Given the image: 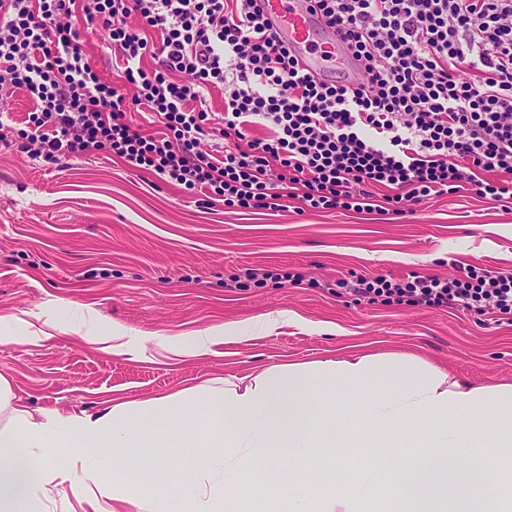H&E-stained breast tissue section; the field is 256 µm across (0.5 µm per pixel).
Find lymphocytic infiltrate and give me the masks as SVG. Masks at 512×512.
<instances>
[{
    "label": "lymphocytic infiltrate",
    "mask_w": 512,
    "mask_h": 512,
    "mask_svg": "<svg viewBox=\"0 0 512 512\" xmlns=\"http://www.w3.org/2000/svg\"><path fill=\"white\" fill-rule=\"evenodd\" d=\"M356 82L316 81L257 0H0V92H26L16 148L56 163L105 152L241 210L374 211L474 191L512 204V0H315ZM101 21L119 83L86 58L74 12ZM224 95L221 143L209 91ZM147 108L162 129L127 121ZM262 136H254V129ZM356 301L463 306L512 322V274L356 277Z\"/></svg>",
    "instance_id": "1"
}]
</instances>
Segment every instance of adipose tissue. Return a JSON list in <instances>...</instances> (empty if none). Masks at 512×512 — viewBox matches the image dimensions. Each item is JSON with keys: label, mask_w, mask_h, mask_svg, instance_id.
I'll use <instances>...</instances> for the list:
<instances>
[{"label": "adipose tissue", "mask_w": 512, "mask_h": 512, "mask_svg": "<svg viewBox=\"0 0 512 512\" xmlns=\"http://www.w3.org/2000/svg\"><path fill=\"white\" fill-rule=\"evenodd\" d=\"M245 325H221L184 337L177 355L202 357L220 341L233 342ZM332 391L359 400L355 428L315 430L311 404ZM459 420H450V413ZM208 414L216 427L200 431ZM0 512H51L57 496L81 487L68 512H252L264 496L255 476L270 449L289 459L329 455L337 441L378 446L399 442L404 462L389 474L401 512H429L439 478L460 476L463 463L502 480L492 495L463 498L458 512H512V383L471 384L415 359L399 364L387 355H354L311 364L274 365L250 382L215 378L205 384L142 401H120L97 413L60 410L35 420L0 375ZM176 431L206 440L211 452L183 470L175 487L143 488L126 465L108 454L149 432ZM75 449L57 464L45 443ZM380 470L370 463L348 478L328 477V493L309 491V480L289 479L270 503L272 512H377Z\"/></svg>", "instance_id": "1"}]
</instances>
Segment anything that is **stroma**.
Listing matches in <instances>:
<instances>
[{
  "label": "stroma",
  "instance_id": "1",
  "mask_svg": "<svg viewBox=\"0 0 512 512\" xmlns=\"http://www.w3.org/2000/svg\"><path fill=\"white\" fill-rule=\"evenodd\" d=\"M83 50L112 80L102 23L74 16ZM471 264L512 273V210L445 195L402 219L336 210L250 213L205 205L111 155L48 165L0 144V332L14 318L53 320V338L0 345V374L35 412H94L218 376L252 377L279 363L352 354L416 356L475 382H512V322L456 306L415 309L352 301L337 280L451 277ZM297 270L303 283L271 279ZM263 276L257 284L245 271ZM292 312L302 324L262 326ZM115 323L131 336H183L252 324L202 358L167 350L117 356L71 334ZM203 452L181 434L146 436L111 454L139 483L168 485Z\"/></svg>",
  "mask_w": 512,
  "mask_h": 512
}]
</instances>
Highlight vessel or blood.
<instances>
[{"label":"vessel or blood","instance_id":"b4317fda","mask_svg":"<svg viewBox=\"0 0 512 512\" xmlns=\"http://www.w3.org/2000/svg\"><path fill=\"white\" fill-rule=\"evenodd\" d=\"M262 7L303 72L321 81L330 77L336 62L345 61V44L321 14L310 11L307 0H264Z\"/></svg>","mask_w":512,"mask_h":512}]
</instances>
